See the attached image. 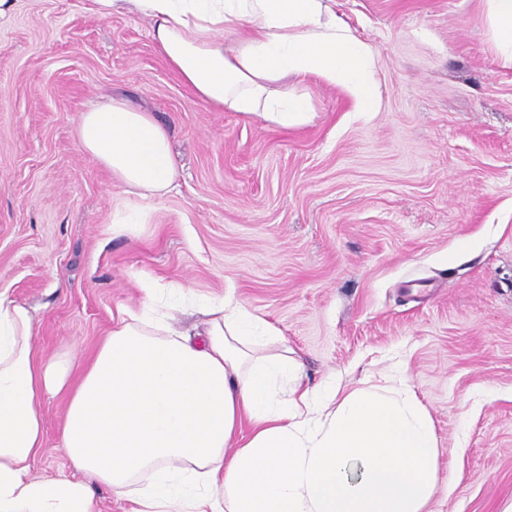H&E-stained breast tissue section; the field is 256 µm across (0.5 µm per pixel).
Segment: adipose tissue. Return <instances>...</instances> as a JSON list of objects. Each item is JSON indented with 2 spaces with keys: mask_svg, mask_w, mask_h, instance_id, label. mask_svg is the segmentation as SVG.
I'll use <instances>...</instances> for the list:
<instances>
[{
  "mask_svg": "<svg viewBox=\"0 0 512 512\" xmlns=\"http://www.w3.org/2000/svg\"><path fill=\"white\" fill-rule=\"evenodd\" d=\"M512 67V0H483ZM100 14L152 19L168 66L200 100L281 128L310 122L303 82L343 89L375 112L378 55L336 0H95ZM82 149L127 194L157 200L177 168L154 116L112 98L80 116ZM201 341L152 308L121 318L76 384L40 358L30 311L0 294V512H92L93 488L130 512H428L438 489L431 417L403 373L341 391L303 382L278 328L233 294L200 304ZM67 392L62 447L81 477L39 478L38 409ZM251 433L241 437L242 423Z\"/></svg>",
  "mask_w": 512,
  "mask_h": 512,
  "instance_id": "adipose-tissue-1",
  "label": "adipose tissue"
}]
</instances>
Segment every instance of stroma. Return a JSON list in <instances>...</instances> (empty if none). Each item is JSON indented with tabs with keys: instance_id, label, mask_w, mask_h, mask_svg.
<instances>
[{
	"instance_id": "35a3bbf8",
	"label": "stroma",
	"mask_w": 512,
	"mask_h": 512,
	"mask_svg": "<svg viewBox=\"0 0 512 512\" xmlns=\"http://www.w3.org/2000/svg\"><path fill=\"white\" fill-rule=\"evenodd\" d=\"M374 45L382 105L359 112L313 78L288 130L220 112L167 65L150 18L94 0H16L0 22V294L35 346L82 365L145 281L233 293L274 324L315 387L394 363L434 424L431 512L512 499V68L483 0H336ZM115 96L152 112L178 174L141 202L81 148V112ZM65 396L39 405L33 475L79 479L61 448Z\"/></svg>"
}]
</instances>
